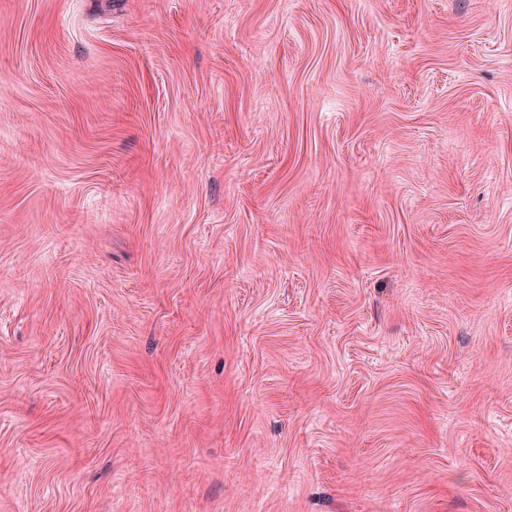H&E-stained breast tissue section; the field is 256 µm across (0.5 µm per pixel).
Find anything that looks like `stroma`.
I'll list each match as a JSON object with an SVG mask.
<instances>
[{
    "label": "stroma",
    "mask_w": 512,
    "mask_h": 512,
    "mask_svg": "<svg viewBox=\"0 0 512 512\" xmlns=\"http://www.w3.org/2000/svg\"><path fill=\"white\" fill-rule=\"evenodd\" d=\"M0 512H512V0H0Z\"/></svg>",
    "instance_id": "35a3bbf8"
}]
</instances>
